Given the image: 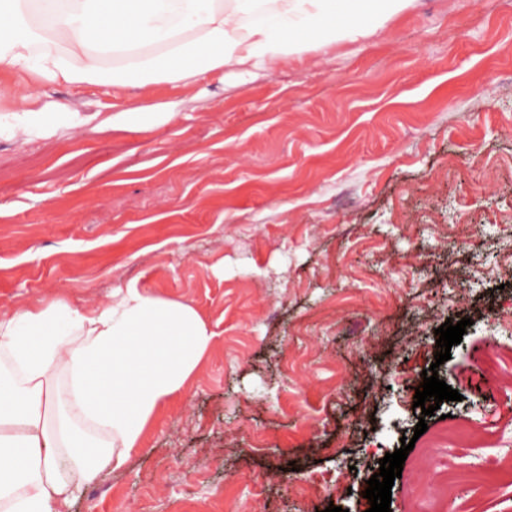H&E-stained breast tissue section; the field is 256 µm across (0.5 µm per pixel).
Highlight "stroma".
<instances>
[{
	"instance_id": "35a3bbf8",
	"label": "stroma",
	"mask_w": 512,
	"mask_h": 512,
	"mask_svg": "<svg viewBox=\"0 0 512 512\" xmlns=\"http://www.w3.org/2000/svg\"><path fill=\"white\" fill-rule=\"evenodd\" d=\"M99 114L0 138V315L53 299L83 312L134 288L193 306L214 338L127 463L67 512H363V483L416 443L392 512H512V410L488 405L470 350L496 339L512 382V0H413L380 30L246 80L145 89L49 85ZM179 101L112 127L113 104ZM438 224H475L443 242ZM459 272L449 283L448 270ZM472 319L438 376L460 400L423 417L435 331ZM468 420L482 499L414 500L428 441ZM181 102H170L164 105L163 112H154L151 108L121 109L105 120L113 125L142 126L152 124L158 118L166 121L174 118L181 112Z\"/></svg>"
}]
</instances>
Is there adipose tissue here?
Returning a JSON list of instances; mask_svg holds the SVG:
<instances>
[{
    "label": "adipose tissue",
    "mask_w": 512,
    "mask_h": 512,
    "mask_svg": "<svg viewBox=\"0 0 512 512\" xmlns=\"http://www.w3.org/2000/svg\"><path fill=\"white\" fill-rule=\"evenodd\" d=\"M412 0H0V135L88 125L48 83L144 87L250 73L370 34ZM212 335L190 305L135 289L82 312L57 300L0 317V512H64L122 468Z\"/></svg>",
    "instance_id": "adipose-tissue-1"
}]
</instances>
